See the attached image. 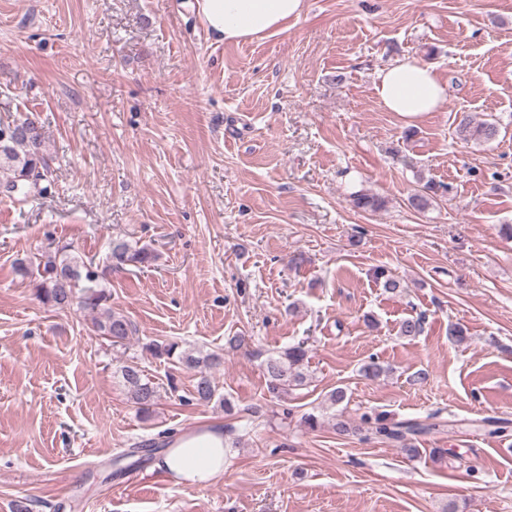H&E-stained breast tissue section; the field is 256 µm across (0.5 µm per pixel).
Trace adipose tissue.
<instances>
[{
    "instance_id": "ef3b65f1",
    "label": "adipose tissue",
    "mask_w": 512,
    "mask_h": 512,
    "mask_svg": "<svg viewBox=\"0 0 512 512\" xmlns=\"http://www.w3.org/2000/svg\"><path fill=\"white\" fill-rule=\"evenodd\" d=\"M305 0H196L207 31L220 41H248L286 29L300 17ZM375 92L382 107L405 117L433 112L445 99V86L433 67L403 57L380 69ZM231 436L223 424L193 427L175 436L159 465L177 484L208 487L224 473Z\"/></svg>"
}]
</instances>
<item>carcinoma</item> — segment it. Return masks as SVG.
<instances>
[{
	"label": "carcinoma",
	"mask_w": 512,
	"mask_h": 512,
	"mask_svg": "<svg viewBox=\"0 0 512 512\" xmlns=\"http://www.w3.org/2000/svg\"><path fill=\"white\" fill-rule=\"evenodd\" d=\"M460 135L477 141H489L498 134L493 121L473 124L463 117L458 124ZM45 133L43 127L29 117L7 115L0 117V193L6 196L18 195L27 199L32 194L42 195L48 187L50 166L44 153ZM156 259L153 252L137 247L123 239H114L109 243V268H122L127 265L152 264ZM16 272L28 277L33 283L37 299L44 305L56 310H65L74 306L93 314V332L113 343H121L134 333L130 320L109 306L111 295L99 286L101 278L94 262L84 260L74 253L69 244L56 248L54 253L44 256L36 267L25 260L15 263ZM423 330L420 317L407 318L399 324L398 335L411 337ZM146 349L157 359L185 365L196 370L194 385L195 398L209 403L215 397V387L211 372L218 369L223 359L215 353H192L181 349L177 342L153 341ZM305 343L299 342L288 347L265 362L268 392L278 396L292 387L304 385L306 373ZM121 375L128 388L130 399L140 413L148 415L155 407L158 386L144 378L138 366L129 364L121 368ZM364 439H380L399 443L412 455L419 449L411 447L413 436L436 429L434 424L418 422H396L383 413L364 417Z\"/></svg>",
	"instance_id": "obj_1"
}]
</instances>
